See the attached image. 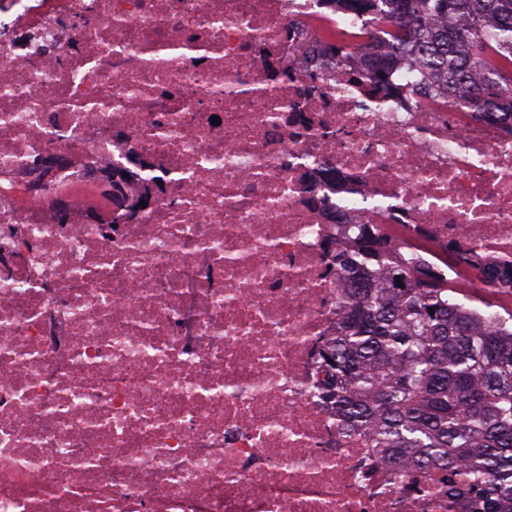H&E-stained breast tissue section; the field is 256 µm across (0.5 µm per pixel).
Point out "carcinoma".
Instances as JSON below:
<instances>
[{
	"label": "carcinoma",
	"mask_w": 512,
	"mask_h": 512,
	"mask_svg": "<svg viewBox=\"0 0 512 512\" xmlns=\"http://www.w3.org/2000/svg\"><path fill=\"white\" fill-rule=\"evenodd\" d=\"M371 19L372 47L353 81H388L406 63L475 112L512 114V0H324ZM466 21L456 30L439 25ZM338 41L309 50L317 72L351 55ZM348 307L322 353L336 372V408L390 462L469 469L467 512L512 501V320L491 324L427 263L367 224L336 254ZM402 280L404 287L397 285Z\"/></svg>",
	"instance_id": "1"
}]
</instances>
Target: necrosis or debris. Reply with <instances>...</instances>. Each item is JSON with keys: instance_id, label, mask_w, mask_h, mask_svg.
I'll list each match as a JSON object with an SVG mask.
<instances>
[{"instance_id": "necrosis-or-debris-1", "label": "necrosis or debris", "mask_w": 512, "mask_h": 512, "mask_svg": "<svg viewBox=\"0 0 512 512\" xmlns=\"http://www.w3.org/2000/svg\"><path fill=\"white\" fill-rule=\"evenodd\" d=\"M322 0H0V512H462L321 357L375 224L512 299V123L312 79ZM220 125H213V118ZM120 183L137 200L85 202Z\"/></svg>"}]
</instances>
